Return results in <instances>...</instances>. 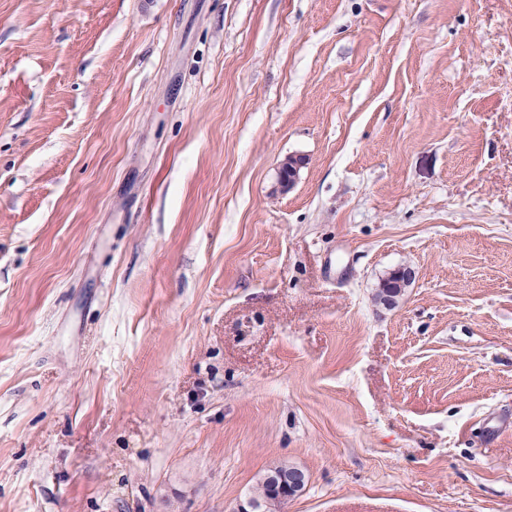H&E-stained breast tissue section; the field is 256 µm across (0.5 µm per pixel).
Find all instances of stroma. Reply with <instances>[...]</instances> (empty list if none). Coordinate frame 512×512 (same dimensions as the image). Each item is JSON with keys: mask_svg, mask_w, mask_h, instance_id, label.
<instances>
[{"mask_svg": "<svg viewBox=\"0 0 512 512\" xmlns=\"http://www.w3.org/2000/svg\"><path fill=\"white\" fill-rule=\"evenodd\" d=\"M278 463L512 512V0H0V512Z\"/></svg>", "mask_w": 512, "mask_h": 512, "instance_id": "1", "label": "stroma"}]
</instances>
